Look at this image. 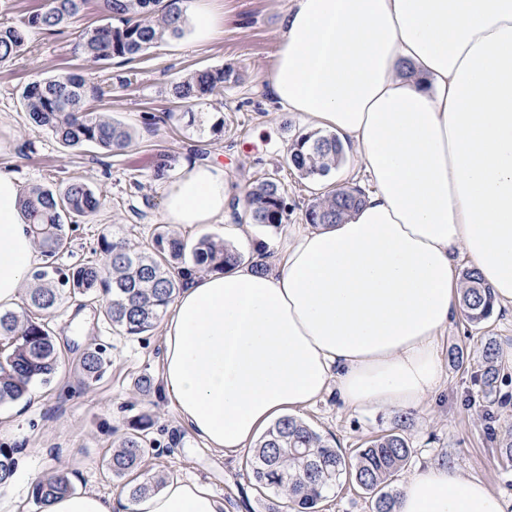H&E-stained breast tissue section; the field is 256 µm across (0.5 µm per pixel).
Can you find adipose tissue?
Instances as JSON below:
<instances>
[{
	"label": "adipose tissue",
	"mask_w": 512,
	"mask_h": 512,
	"mask_svg": "<svg viewBox=\"0 0 512 512\" xmlns=\"http://www.w3.org/2000/svg\"><path fill=\"white\" fill-rule=\"evenodd\" d=\"M266 81L283 111L353 145L372 189L340 223L274 243L270 270L192 276L168 307L161 392L227 453L331 390L380 412L436 395L461 262L512 308V0H292ZM21 193L0 173V309L39 258ZM232 196L223 165H188L164 217L209 224ZM223 508L171 480L134 502L77 488L43 512ZM395 512H512V497L431 463L405 478Z\"/></svg>",
	"instance_id": "adipose-tissue-1"
}]
</instances>
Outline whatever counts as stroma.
<instances>
[{"label": "stroma", "mask_w": 512, "mask_h": 512, "mask_svg": "<svg viewBox=\"0 0 512 512\" xmlns=\"http://www.w3.org/2000/svg\"><path fill=\"white\" fill-rule=\"evenodd\" d=\"M289 0H217L213 34L198 39L186 30L181 39L164 43L131 63L101 69L81 52L82 35L97 25L99 0H88L82 15L58 32L35 31L29 48L0 64V173L13 175L21 188H54L78 178L99 189L100 211L79 220L70 253L59 256L63 266L98 260L101 234L115 232L131 243L149 239L162 225L167 179L155 178L158 155L171 159L173 171L200 159L223 164L237 191L268 175H276L288 192L291 208L286 224L255 227L251 239L286 235L289 225L303 221L304 212L321 187L288 168L289 145L304 132L303 118L282 112L273 102L266 77L276 62V37ZM230 66L239 82L218 100L198 105L201 127L185 122L151 123L175 109L171 88L187 73ZM68 72L84 75L103 94L89 104L122 121L135 133L126 151L108 154L95 147L64 149L47 129L32 125L22 106L25 86L37 79ZM223 122V137L210 128ZM65 364L51 385L34 384L29 404L0 408L8 423L0 427V445L16 448L18 466L10 489L20 512H37L32 479L54 467L67 468L75 486L103 494L116 484L104 460L127 421L143 408L153 413L154 446L145 456L148 474L193 479L224 502V512H266L267 500L251 487L246 460L249 449L227 456L206 447L184 427L161 396L143 398L136 389L143 375L159 377L162 355L160 330L126 338L99 318L95 304L70 300L50 317ZM501 348L512 347V312L502 311L479 325L456 314L440 341L441 351L461 346L475 350L486 338ZM90 343L107 346L112 363L102 380L84 388L78 378V356ZM477 365L446 366V381L436 399L409 410L405 435L414 450L412 464L448 461L462 473L485 482L492 490L512 495V463L502 460L491 436L494 428L512 424V410L503 398L485 397L475 375ZM304 421L343 452L361 447L393 427L395 412H371L344 407L327 394L301 414Z\"/></svg>", "instance_id": "1"}]
</instances>
